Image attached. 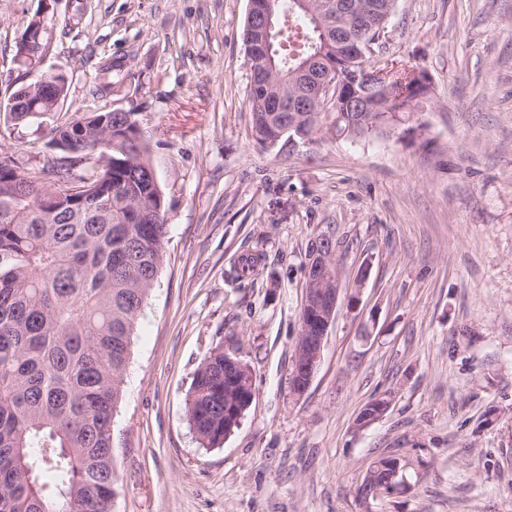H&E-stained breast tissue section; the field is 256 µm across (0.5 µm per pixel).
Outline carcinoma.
<instances>
[{"label": "carcinoma", "instance_id": "1", "mask_svg": "<svg viewBox=\"0 0 512 512\" xmlns=\"http://www.w3.org/2000/svg\"><path fill=\"white\" fill-rule=\"evenodd\" d=\"M277 18L269 57L250 66L265 85L248 89L252 134L265 144L305 135L353 140L408 123L428 93L413 87L409 65L387 83L362 88L366 59L341 67L363 95L361 108L341 94L325 112H274L261 97L286 100L302 86L299 69L319 57L336 63L343 48L323 19L328 0H258ZM47 43L29 21L16 44L28 67ZM118 65L99 66L94 93L110 95ZM68 77L14 95L17 125L37 122L65 99ZM133 109L78 116L51 129L56 152L23 169L0 151V512H112L115 496L112 419L122 395L131 337L164 258L166 202L148 147L136 142ZM233 399L224 378V344L201 360L187 398L198 440L219 446L235 427L224 415ZM396 463L378 458L382 482Z\"/></svg>", "mask_w": 512, "mask_h": 512}]
</instances>
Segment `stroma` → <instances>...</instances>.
I'll list each match as a JSON object with an SVG mask.
<instances>
[{"mask_svg":"<svg viewBox=\"0 0 512 512\" xmlns=\"http://www.w3.org/2000/svg\"><path fill=\"white\" fill-rule=\"evenodd\" d=\"M249 0H0V150L53 154L3 113L30 77L15 58L48 18L40 71L70 86L47 125L136 109L166 199L164 260L113 417V512H512V0H395L381 61L430 75L384 135L263 146L245 104ZM134 58L97 99L100 62ZM342 260L340 300L308 390L290 381L308 251ZM264 259L244 280L241 257ZM255 399L221 446L186 400L218 342ZM392 404L358 425L381 394ZM408 487L363 502L380 456Z\"/></svg>","mask_w":512,"mask_h":512,"instance_id":"stroma-1","label":"stroma"}]
</instances>
